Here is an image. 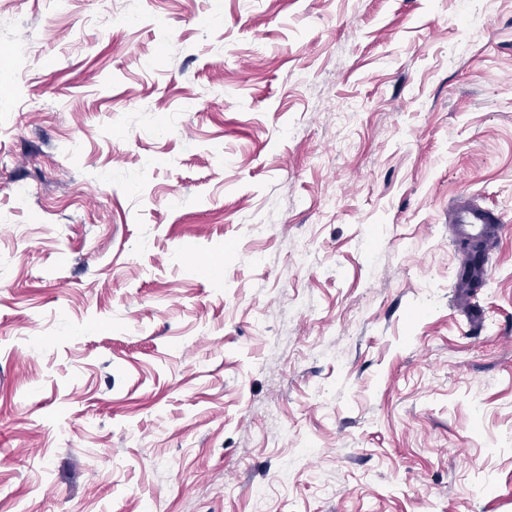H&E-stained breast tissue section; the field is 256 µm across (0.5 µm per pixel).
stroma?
<instances>
[{"label": "stroma", "instance_id": "obj_1", "mask_svg": "<svg viewBox=\"0 0 512 512\" xmlns=\"http://www.w3.org/2000/svg\"><path fill=\"white\" fill-rule=\"evenodd\" d=\"M0 512H512V0H0ZM460 198L461 201L454 206L448 217L456 237L481 239L488 232V224L502 222L499 215L476 205L470 196L463 195Z\"/></svg>", "mask_w": 512, "mask_h": 512}]
</instances>
